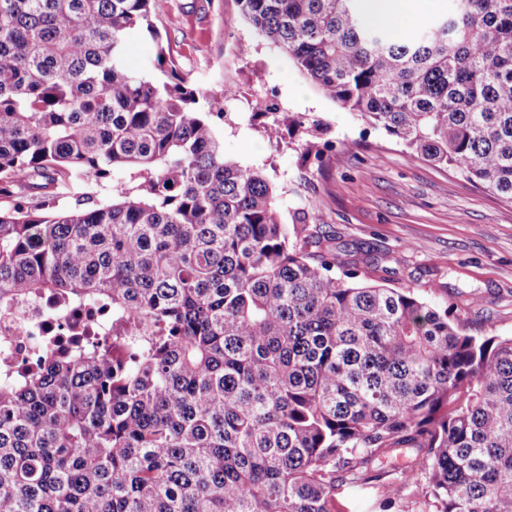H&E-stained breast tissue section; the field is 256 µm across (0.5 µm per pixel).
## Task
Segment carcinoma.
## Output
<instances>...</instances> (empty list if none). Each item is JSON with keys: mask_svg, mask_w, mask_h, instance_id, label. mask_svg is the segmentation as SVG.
<instances>
[{"mask_svg": "<svg viewBox=\"0 0 512 512\" xmlns=\"http://www.w3.org/2000/svg\"><path fill=\"white\" fill-rule=\"evenodd\" d=\"M152 2L0 0V313L112 322L0 364V512H335L397 448L434 512H512V336L336 273L224 156L228 89L179 71ZM236 2L324 97L512 203V0H452L408 40L356 0ZM115 172L112 203L59 209ZM404 483L378 512H413Z\"/></svg>", "mask_w": 512, "mask_h": 512, "instance_id": "cac0c4a2", "label": "carcinoma"}]
</instances>
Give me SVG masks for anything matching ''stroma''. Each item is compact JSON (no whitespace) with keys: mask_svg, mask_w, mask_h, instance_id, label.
<instances>
[{"mask_svg":"<svg viewBox=\"0 0 512 512\" xmlns=\"http://www.w3.org/2000/svg\"><path fill=\"white\" fill-rule=\"evenodd\" d=\"M155 22L180 70L205 86L235 87L244 104L219 122L226 158L264 168L284 187L285 222L317 215L339 261L363 281L408 289L449 308L472 336H512V203L476 189L454 171L414 158L385 133L325 98L288 58L257 39L235 0H154ZM289 114L320 120L324 160L303 157L305 129L270 141L249 122L271 96ZM379 479L336 489L337 512H374Z\"/></svg>","mask_w":512,"mask_h":512,"instance_id":"1","label":"stroma"}]
</instances>
